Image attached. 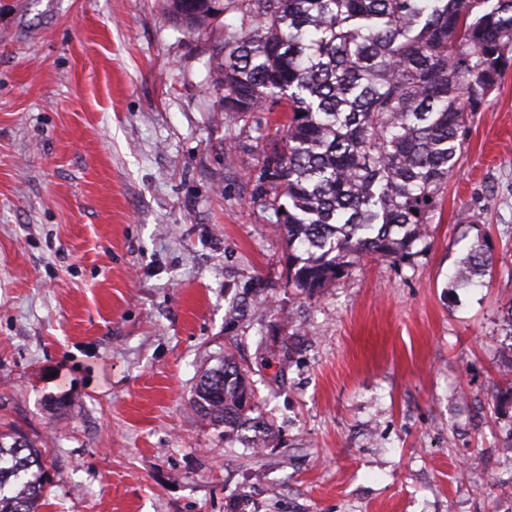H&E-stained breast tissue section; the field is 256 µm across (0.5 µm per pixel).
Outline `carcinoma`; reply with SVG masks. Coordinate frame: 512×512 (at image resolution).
Returning <instances> with one entry per match:
<instances>
[{"label":"carcinoma","instance_id":"carcinoma-1","mask_svg":"<svg viewBox=\"0 0 512 512\" xmlns=\"http://www.w3.org/2000/svg\"><path fill=\"white\" fill-rule=\"evenodd\" d=\"M172 17L203 32L223 15L238 26L208 61L226 122L280 112L254 177V197L276 216L288 283L310 294L363 257L407 260L429 227L483 109L512 66V0H168ZM493 266L472 244L455 275L478 285ZM196 411L224 427V443L271 423L232 358L206 371ZM49 480L41 449L0 431V512H40Z\"/></svg>","mask_w":512,"mask_h":512}]
</instances>
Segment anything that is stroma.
<instances>
[{
    "label": "stroma",
    "mask_w": 512,
    "mask_h": 512,
    "mask_svg": "<svg viewBox=\"0 0 512 512\" xmlns=\"http://www.w3.org/2000/svg\"><path fill=\"white\" fill-rule=\"evenodd\" d=\"M223 40L166 0H0V426L46 458L40 512H512V68L427 247L311 297L254 198L267 115L228 126L210 83ZM480 238L493 271L456 286ZM227 356L262 454L192 406Z\"/></svg>",
    "instance_id": "35a3bbf8"
}]
</instances>
